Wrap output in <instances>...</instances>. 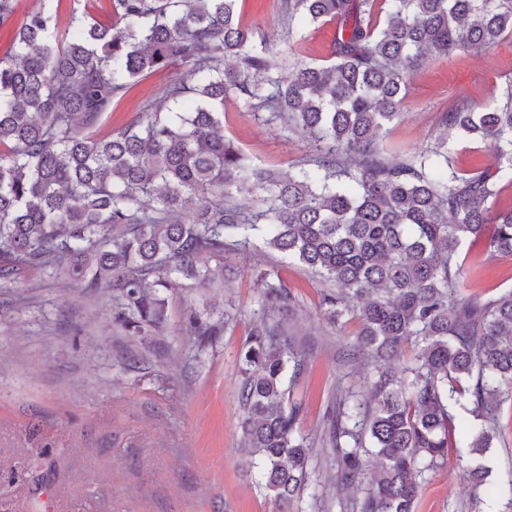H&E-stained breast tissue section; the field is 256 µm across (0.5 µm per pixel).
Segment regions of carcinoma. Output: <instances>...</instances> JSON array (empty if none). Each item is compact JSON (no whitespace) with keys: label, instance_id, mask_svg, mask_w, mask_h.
<instances>
[{"label":"carcinoma","instance_id":"carcinoma-1","mask_svg":"<svg viewBox=\"0 0 512 512\" xmlns=\"http://www.w3.org/2000/svg\"><path fill=\"white\" fill-rule=\"evenodd\" d=\"M236 2L112 0L118 24L74 10L63 29L50 7L27 13L0 57V279L39 267L87 288L110 284L116 319L140 332L164 319L152 289L206 286L223 272L209 261L262 239L357 300L323 298L332 322L358 320L349 349L373 368L366 396L336 404L337 478L366 484L360 512H414L423 475L448 457L454 411L473 417L470 448L482 456L512 401V289L463 297L459 262L487 224L489 248L512 255V209L489 205L512 182V80L492 109L449 107L426 148L391 158L383 135L426 60L512 36V0H269L290 25L341 22L334 63L290 69L265 39L255 47ZM167 69L181 74L156 104L97 133L113 104ZM230 95L308 132L316 152L294 173L251 166L224 137ZM455 140L484 144L492 162L458 171ZM235 191L255 194V210L240 209ZM191 324L204 343L218 330ZM409 343L415 358L399 374L391 362ZM304 366L278 323L254 325L238 390L243 446L280 512L306 492L316 498L289 403Z\"/></svg>","mask_w":512,"mask_h":512}]
</instances>
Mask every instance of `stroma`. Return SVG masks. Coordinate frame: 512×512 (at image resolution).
<instances>
[{
  "label": "stroma",
  "mask_w": 512,
  "mask_h": 512,
  "mask_svg": "<svg viewBox=\"0 0 512 512\" xmlns=\"http://www.w3.org/2000/svg\"><path fill=\"white\" fill-rule=\"evenodd\" d=\"M238 10L280 56L331 63L337 22L292 33L265 0H239ZM510 77L512 37L479 54L427 62L410 80L403 118L386 129L388 149L401 156L433 144L451 102L495 107ZM171 78L161 71L136 85L103 117L99 134L134 119ZM266 118L236 98L224 101V135L252 164L297 170L314 140ZM488 242L483 234L462 246L465 297L487 301L512 289V256ZM224 264L226 277L211 287L161 289L166 320L146 333L116 322V293L107 287L93 291L39 268L0 280V512H279L240 458L242 353L263 317L258 283L265 276L286 285L289 299L274 316L306 351L290 401L312 447L316 496L294 501L290 512H358L364 489L341 488L327 442L336 400L369 386L370 366L343 357L357 320L331 323L322 299L332 284L261 239L227 252ZM194 315L220 325L219 334L200 343ZM470 420L457 412V445L425 474L415 512H512L498 487L512 467V405L502 407L484 457L491 474L477 493L467 472ZM37 468L50 472L39 488L29 481Z\"/></svg>",
  "instance_id": "1"
}]
</instances>
